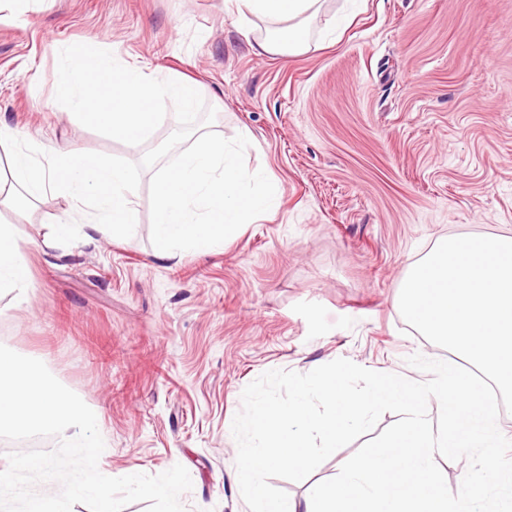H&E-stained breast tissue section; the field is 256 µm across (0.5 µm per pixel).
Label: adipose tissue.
Returning a JSON list of instances; mask_svg holds the SVG:
<instances>
[{
	"label": "adipose tissue",
	"mask_w": 512,
	"mask_h": 512,
	"mask_svg": "<svg viewBox=\"0 0 512 512\" xmlns=\"http://www.w3.org/2000/svg\"><path fill=\"white\" fill-rule=\"evenodd\" d=\"M239 32L256 55L293 56L308 51L324 0H228ZM12 144L10 185L0 184V206L22 210L46 193L71 202L57 218L51 241L62 245L80 235L106 237L132 231L137 212L133 171L122 163L84 150L58 149L21 138L0 121V144ZM32 285L15 225L0 224V295L25 299Z\"/></svg>",
	"instance_id": "1"
}]
</instances>
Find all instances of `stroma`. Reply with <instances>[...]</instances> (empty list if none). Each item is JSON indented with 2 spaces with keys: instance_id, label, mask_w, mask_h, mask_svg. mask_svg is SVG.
Returning a JSON list of instances; mask_svg holds the SVG:
<instances>
[{
  "instance_id": "stroma-1",
  "label": "stroma",
  "mask_w": 512,
  "mask_h": 512,
  "mask_svg": "<svg viewBox=\"0 0 512 512\" xmlns=\"http://www.w3.org/2000/svg\"><path fill=\"white\" fill-rule=\"evenodd\" d=\"M339 11L348 23L308 52L259 57L225 0H0V120L23 136L137 162L177 129L167 112L132 148L67 114L59 51L93 38L195 80L214 131L249 134L246 165L281 187L274 216L179 260L153 255L148 169L138 224L114 240L45 249L67 200L0 206L33 283L25 303L0 298V344L101 411L100 469L183 465L185 512H249L231 425L263 373L345 358L422 382L414 354L461 364L406 324L398 283L444 238L512 236V0H328L323 21ZM358 448L272 484L302 500Z\"/></svg>"
}]
</instances>
